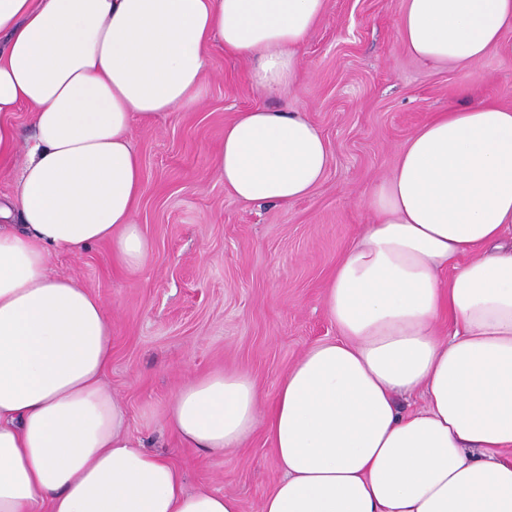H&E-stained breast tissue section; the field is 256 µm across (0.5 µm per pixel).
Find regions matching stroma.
Wrapping results in <instances>:
<instances>
[{"mask_svg":"<svg viewBox=\"0 0 512 512\" xmlns=\"http://www.w3.org/2000/svg\"><path fill=\"white\" fill-rule=\"evenodd\" d=\"M400 3L327 0L281 97L254 89L247 59L214 47L198 104L132 131L144 179L134 220L152 243L148 262L123 268L106 244L51 261L107 305L105 381L133 433L182 468L187 489L235 495L241 512H259L282 476L268 438L258 431L243 447L200 454L167 429L169 399L198 377L243 371L269 405L301 355L335 338L325 287L408 139L438 112L481 101L512 108V30L474 69L429 65L397 38ZM256 107L302 113L322 132L330 163L309 197L284 206L225 191L214 167L224 127Z\"/></svg>","mask_w":512,"mask_h":512,"instance_id":"1","label":"stroma"}]
</instances>
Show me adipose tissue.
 <instances>
[{"label": "adipose tissue", "instance_id": "1", "mask_svg": "<svg viewBox=\"0 0 512 512\" xmlns=\"http://www.w3.org/2000/svg\"><path fill=\"white\" fill-rule=\"evenodd\" d=\"M327 0H0V164L26 160L0 227V512H240L187 491L129 429L104 383L102 299L52 274L53 254L105 243L126 268L151 243L134 123L197 102L212 47L287 90ZM512 29V0H402L417 59L471 68ZM28 108L20 143L10 113ZM303 115L257 107L224 128L214 165L230 195L291 204L328 169ZM323 311L335 339L307 349L268 409L248 373L182 387L165 423L205 453L263 429L282 478L260 512H512V109L441 112L374 188ZM447 333H440V326ZM424 406L402 413L401 395Z\"/></svg>", "mask_w": 512, "mask_h": 512}]
</instances>
